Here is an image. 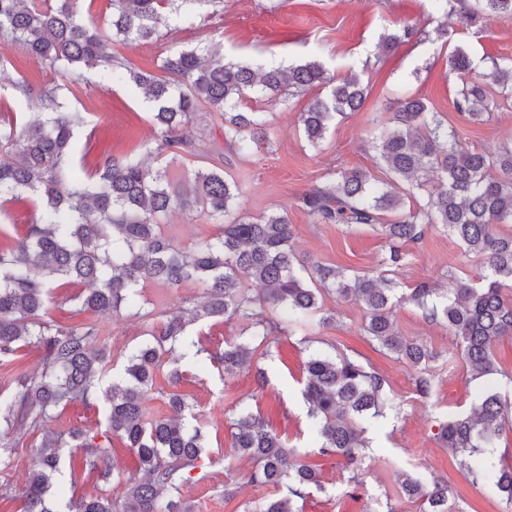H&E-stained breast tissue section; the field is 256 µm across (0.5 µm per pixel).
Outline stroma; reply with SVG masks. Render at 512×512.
Segmentation results:
<instances>
[{
    "instance_id": "35a3bbf8",
    "label": "stroma",
    "mask_w": 512,
    "mask_h": 512,
    "mask_svg": "<svg viewBox=\"0 0 512 512\" xmlns=\"http://www.w3.org/2000/svg\"><path fill=\"white\" fill-rule=\"evenodd\" d=\"M196 28L189 29L179 16L168 21L167 36L131 46L114 45L143 70L158 72L169 45L208 44L224 59L288 66L319 60L335 76L361 73L369 94L361 111L333 125L319 147L306 140L299 121L307 95L290 97L273 106L251 98L244 111L263 112L269 128L267 147L242 154L224 143V125L215 115L194 119L195 133L212 149V161L224 169L239 188L241 211L254 218L278 210L287 213L294 226V248L304 267L325 262L348 274L363 275L378 269L388 251L379 230L365 225L318 224L303 210V193L324 185L335 170L362 168L376 171L375 151L368 142L379 136L391 117L397 98L413 94L425 98L464 142L488 153L512 145V101L494 108L488 120L471 123L454 109L461 82L448 68V56L456 47L471 55L476 71H485L490 59L512 57V17L500 16L483 25L466 28L450 25L447 39L437 38L434 21L439 14L435 0H224V6L194 5ZM402 23L416 25L420 38L402 44L394 53L378 49L380 35ZM0 121L26 111V102L11 94L14 82L27 80L34 89L52 86L55 76L45 73L20 45L0 52ZM71 110L87 120L77 136L76 165L80 171L96 169L106 157L142 154L154 136L151 108L138 89L107 80L102 70L88 73L84 89L70 98ZM40 211L38 201L20 195L0 210V242L10 246L20 240ZM165 232L185 247L204 241L217 227L199 212H175L165 220ZM407 258L392 269L402 291L416 284L437 281L453 289L460 281H477L481 270L458 240L442 225L426 226L422 237L406 245ZM199 290L188 284L169 288L153 284L144 299L154 310L155 321L191 307ZM332 320L311 333L271 338L267 353H255L252 367L230 374L216 367H199L197 358L184 361L178 383L160 378L158 390L146 403L148 417L165 416V395L188 394L205 423L208 446L200 465L182 489L192 512H249L254 502L268 496L265 488L248 482L253 464L232 447L229 420L238 401L249 403L276 433L285 437L299 459L318 463L321 489L311 490L300 501L302 512H417L416 506L397 493L403 474L422 482L440 478L448 485L453 512H512V506L485 498L480 485L459 467L458 458L438 439L440 423L457 412L470 410L476 396L493 386L495 376L473 378L458 354L456 341L445 323L427 318L419 307L404 302L394 310L400 334L423 343L432 357L418 368L380 350L363 331L361 305L334 296L325 300ZM104 336L113 349L138 343L148 324L124 311L100 318ZM340 351L367 370L382 375L393 408L385 416L367 422L369 451L358 474L345 470L339 458L320 456L311 436V421L301 395L300 381L310 351ZM420 376L432 378L431 396L416 389ZM40 435L14 437L10 465L0 470V485L14 496L0 512H21L20 492L33 465ZM109 480L98 478L85 454L65 458L62 482L68 494L80 497L107 491L121 498L126 481L137 475V459L120 440L109 453ZM236 496L225 501L224 488Z\"/></svg>"
}]
</instances>
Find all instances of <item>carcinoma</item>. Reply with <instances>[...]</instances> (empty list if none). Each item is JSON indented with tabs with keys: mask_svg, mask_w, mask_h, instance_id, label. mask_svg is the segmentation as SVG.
<instances>
[{
	"mask_svg": "<svg viewBox=\"0 0 512 512\" xmlns=\"http://www.w3.org/2000/svg\"><path fill=\"white\" fill-rule=\"evenodd\" d=\"M86 0H0V46L18 42L41 70L63 78L45 89L76 96L84 74L96 68L117 73L143 92L153 109L156 130L145 157H112L80 180L67 177L74 164L80 112L65 102L56 111H30L14 123L0 124V148L10 157L0 160V202L24 193L40 202L39 215L15 245L0 249V363L16 372L13 392L0 397V467L11 460L12 433L42 432L51 413L76 402L89 409L100 398L109 402L107 441L118 438L137 456L142 477L127 481L123 499L105 494L67 498L59 485L63 449L96 450L92 467L108 464L107 447L95 443L97 434L73 428L68 437L42 432L24 492L23 512H189L180 499L187 470L203 451L204 426L188 395L169 393L168 415L149 419L145 403L156 389L164 367L170 378H182L179 350L208 354L212 365L226 372L250 368L256 348L275 334L322 326L331 315L324 294L334 293L365 309L363 330L377 345L417 368L429 358L423 344L398 331L393 308L411 302L432 320L448 324L461 357L478 376L496 371L494 345L512 337V233L499 226L512 224V147L496 155L476 151L424 99L409 95L395 101L390 125L373 148L380 179L364 169L334 172V178L300 197L302 208L317 224L378 225L388 242L386 267L401 265L404 246L422 237L424 226L440 224L478 260V282H458L452 295H441L435 284L418 283L404 293L386 271L348 276L333 266L315 264L309 279L297 271L292 248L293 225L284 214L271 212L258 219L237 212L239 189L224 170L199 167L171 180V165L184 155L206 159L209 149L190 134L189 123L208 109L224 119V143L252 152L270 143L266 122L257 112H237L251 94L271 104L284 95L317 90L300 113L304 135L319 144L336 117L358 112L368 89L361 74L336 78L318 60L286 70L223 60H209L196 47L173 45L156 76L141 71L112 53L116 42L131 44L160 36L166 12L183 14L186 27L196 17L182 7L223 0H110L109 26L102 28L84 16ZM442 5L435 33L448 34V22L465 27L492 17L512 16V0H475L459 7ZM405 24L381 36L385 53L417 35ZM448 67L461 80L455 109L468 121L482 122L495 97L512 99V58L491 60L488 72L474 73L468 53L457 47ZM426 190L429 204L404 208V190ZM201 208L219 225L220 233L182 248L164 232L162 218L172 211ZM399 212L389 222L385 214ZM58 281L80 283L86 289L71 301L78 321L56 326L46 320L48 303ZM260 287L247 294L245 282ZM201 288L200 301L181 316L172 317L146 333V339L120 352L122 369L108 385L102 374L112 362V347L98 340L94 317L121 309L143 319L141 290L150 284ZM211 319L236 320L250 338L224 341L211 351L187 326ZM42 353L41 370L23 367L24 351ZM303 395L312 419L311 435L321 456L342 458L345 467L360 469L366 450L362 422L383 415L389 406L385 379L366 370L348 355L310 353L304 366ZM512 374H502L497 388L483 393L473 410L448 418L439 438L460 457V466L481 484L485 493L512 504V465L497 456L503 433L512 432ZM232 445L254 462L249 481L276 494L258 501L252 512H300L297 500L307 490L322 489L316 466L287 447L286 439L267 430L260 415L241 405L230 424ZM399 493L418 503L420 512H451L448 485H425L404 475Z\"/></svg>",
	"mask_w": 512,
	"mask_h": 512,
	"instance_id": "obj_1",
	"label": "carcinoma"
}]
</instances>
